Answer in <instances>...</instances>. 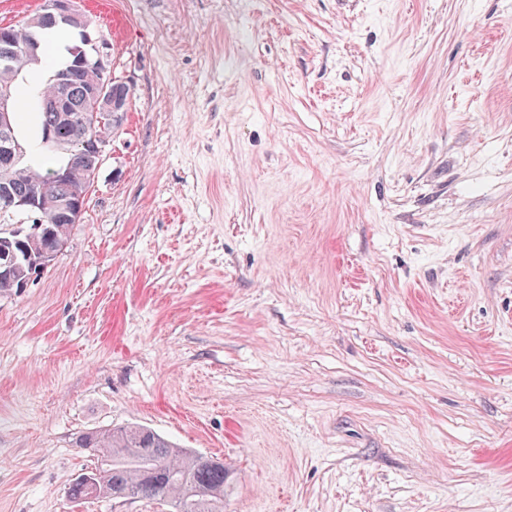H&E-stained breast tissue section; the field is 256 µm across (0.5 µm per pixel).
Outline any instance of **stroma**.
Masks as SVG:
<instances>
[{"instance_id":"obj_1","label":"stroma","mask_w":512,"mask_h":512,"mask_svg":"<svg viewBox=\"0 0 512 512\" xmlns=\"http://www.w3.org/2000/svg\"><path fill=\"white\" fill-rule=\"evenodd\" d=\"M131 105L0 296V512L148 426L224 512H512V0H81Z\"/></svg>"}]
</instances>
